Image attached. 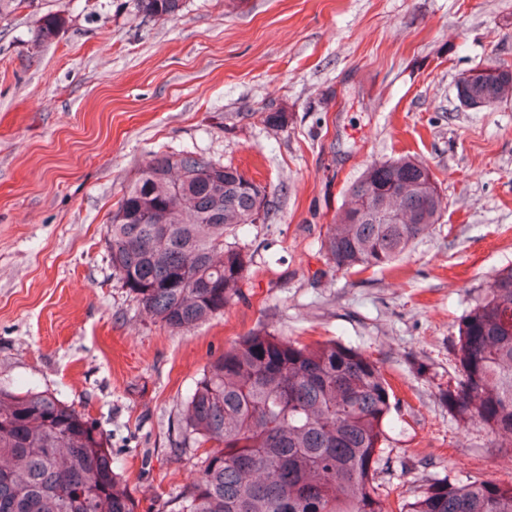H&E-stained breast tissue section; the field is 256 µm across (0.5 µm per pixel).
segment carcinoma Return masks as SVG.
Here are the masks:
<instances>
[{"instance_id": "carcinoma-1", "label": "carcinoma", "mask_w": 512, "mask_h": 512, "mask_svg": "<svg viewBox=\"0 0 512 512\" xmlns=\"http://www.w3.org/2000/svg\"><path fill=\"white\" fill-rule=\"evenodd\" d=\"M185 0H133L144 20ZM66 18H45L48 42ZM476 111L512 101V67L456 85ZM267 187L231 163L158 151L106 225L112 274L160 327L188 331L224 314L251 257L233 239L267 211ZM440 192L410 156L369 165L348 189L321 250L337 271L393 268L439 223ZM459 378L441 392L461 422L512 448V266L498 270L459 327ZM393 387L377 362L334 340L251 332L210 360L179 419L201 452L177 512H381L374 497ZM112 451L86 414L52 393L0 387V512H138ZM399 512H512V484L436 481Z\"/></svg>"}]
</instances>
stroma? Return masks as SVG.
<instances>
[{"instance_id":"obj_1","label":"stroma","mask_w":512,"mask_h":512,"mask_svg":"<svg viewBox=\"0 0 512 512\" xmlns=\"http://www.w3.org/2000/svg\"><path fill=\"white\" fill-rule=\"evenodd\" d=\"M60 11L65 27L37 42ZM488 63L512 66V0H186L156 22L131 0H34L0 14V386L85 411L139 512H175L200 466L178 419L209 359L257 330L333 338L396 394L385 512L437 480L512 483V448L440 397L462 318L512 265V102L477 112L455 91ZM270 109L286 128L261 122ZM162 148L233 162L271 191L237 241L251 257L238 295L187 332L120 288L104 244ZM405 153L437 177L438 224L394 268L332 269L319 247L348 187Z\"/></svg>"}]
</instances>
